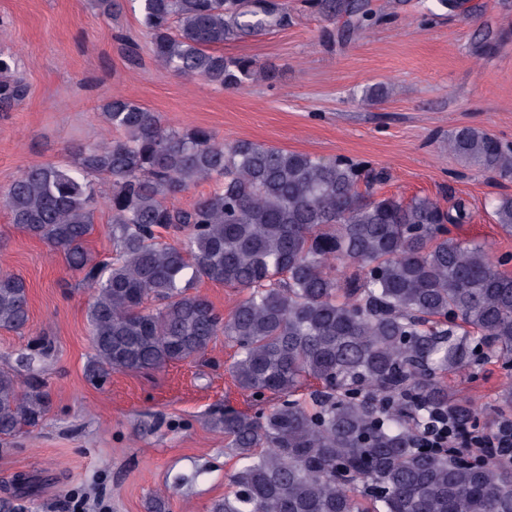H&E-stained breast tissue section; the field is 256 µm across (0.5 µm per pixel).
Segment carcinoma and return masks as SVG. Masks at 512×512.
<instances>
[{
    "mask_svg": "<svg viewBox=\"0 0 512 512\" xmlns=\"http://www.w3.org/2000/svg\"><path fill=\"white\" fill-rule=\"evenodd\" d=\"M329 18L362 26L364 0H317ZM156 60L238 89L272 70L212 47L280 25L255 0H139ZM27 95L0 56V106ZM118 136L78 149L70 165L26 169L0 193L13 226L64 254L92 291L90 378L160 370L202 356L222 334L236 347L239 386L277 403L226 409L213 420L239 465L208 512H512V465L466 461L459 448L414 446L430 413L474 423L472 401L445 373L491 359L512 367V274L487 245L450 235L466 224L459 200L379 195L366 161L322 160L203 128L165 125L115 95L103 106ZM448 153L512 180V144L462 127ZM216 180L186 208L170 199ZM111 211L112 260L86 247L100 186ZM512 232V195L490 204ZM172 241L160 240V231ZM208 280L238 291L224 315ZM28 288L0 273V329L25 333ZM313 379L310 401L298 398ZM51 394L35 373L0 369V437L39 425Z\"/></svg>",
    "mask_w": 512,
    "mask_h": 512,
    "instance_id": "cac0c4a2",
    "label": "carcinoma"
}]
</instances>
